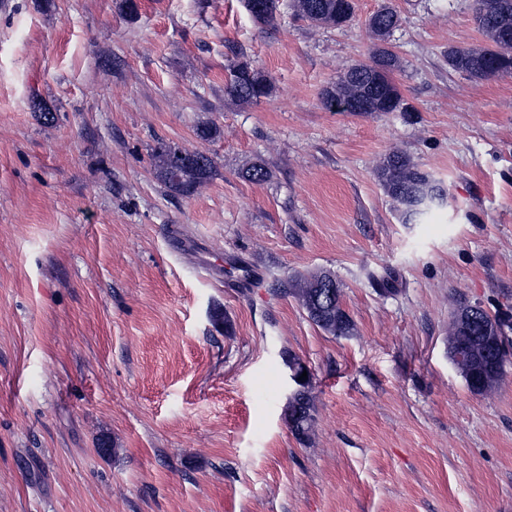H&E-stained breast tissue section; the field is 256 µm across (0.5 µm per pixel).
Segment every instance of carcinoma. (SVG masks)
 <instances>
[{"label":"carcinoma","mask_w":512,"mask_h":512,"mask_svg":"<svg viewBox=\"0 0 512 512\" xmlns=\"http://www.w3.org/2000/svg\"><path fill=\"white\" fill-rule=\"evenodd\" d=\"M309 7L298 16L312 23H321L335 16L348 23L354 15V0H307ZM245 7L259 24L271 21L277 10V0H245ZM474 19L478 29L487 37L489 44L482 48H466L451 45L443 57L448 67L474 79H488L512 74V0H474ZM397 11L389 5L381 6L369 18V25L384 30L388 38L398 26ZM400 57L390 48L381 45L367 61L354 62L347 74L326 89L323 103L332 112H361L363 108L346 100L349 83L356 82L373 99V111L395 112L403 109V99L393 74L400 70ZM270 79L241 61L230 69V79L225 84V94L241 103H253L269 96ZM154 157L159 177L164 185L182 194L210 179L214 174L212 158L203 150L193 152L161 145ZM377 179L385 193L400 208L402 221L416 224L434 206L444 203L446 191L432 181L417 164L402 154H392L377 171ZM475 322L464 335L466 345L474 336L481 335L483 326L494 317L498 320L501 335L512 331L508 316L487 312L474 305ZM308 317L331 336L345 337L352 334L353 322L338 301L327 310Z\"/></svg>","instance_id":"cac0c4a2"}]
</instances>
